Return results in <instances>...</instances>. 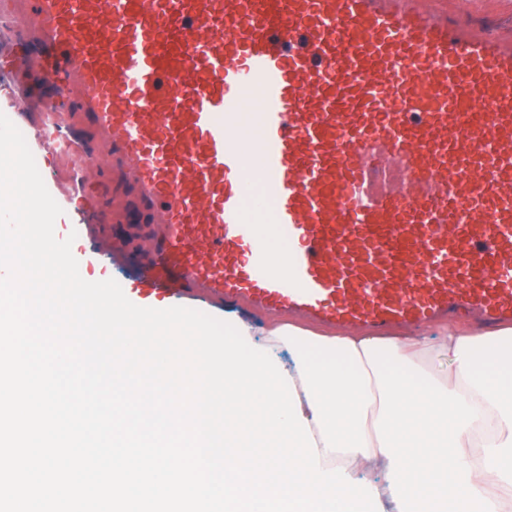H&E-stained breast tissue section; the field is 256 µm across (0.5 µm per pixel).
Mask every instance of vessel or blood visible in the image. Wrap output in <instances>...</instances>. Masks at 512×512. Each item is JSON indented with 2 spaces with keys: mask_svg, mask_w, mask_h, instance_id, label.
I'll return each instance as SVG.
<instances>
[{
  "mask_svg": "<svg viewBox=\"0 0 512 512\" xmlns=\"http://www.w3.org/2000/svg\"><path fill=\"white\" fill-rule=\"evenodd\" d=\"M154 223L146 297L383 332L512 321V40L448 0H7ZM41 113L34 158L91 203ZM266 208L252 213L250 200Z\"/></svg>",
  "mask_w": 512,
  "mask_h": 512,
  "instance_id": "b4317fda",
  "label": "vessel or blood"
}]
</instances>
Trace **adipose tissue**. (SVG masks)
I'll return each instance as SVG.
<instances>
[{
	"mask_svg": "<svg viewBox=\"0 0 512 512\" xmlns=\"http://www.w3.org/2000/svg\"><path fill=\"white\" fill-rule=\"evenodd\" d=\"M317 444L348 466L380 462L391 512H506L512 505V328L433 343L267 331Z\"/></svg>",
	"mask_w": 512,
	"mask_h": 512,
	"instance_id": "adipose-tissue-1",
	"label": "adipose tissue"
}]
</instances>
